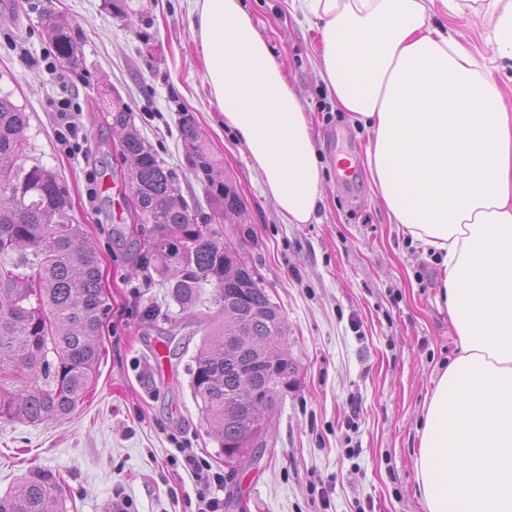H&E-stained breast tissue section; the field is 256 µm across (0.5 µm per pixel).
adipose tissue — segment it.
Segmentation results:
<instances>
[{
	"label": "adipose tissue",
	"instance_id": "1",
	"mask_svg": "<svg viewBox=\"0 0 512 512\" xmlns=\"http://www.w3.org/2000/svg\"><path fill=\"white\" fill-rule=\"evenodd\" d=\"M224 121L289 224L309 223L321 174L303 103L243 0H190ZM321 35L319 76L372 137L365 166L391 223L439 259L435 301L457 353L417 428L426 512H512V111L501 83L434 11L487 20L512 62V0H292Z\"/></svg>",
	"mask_w": 512,
	"mask_h": 512
}]
</instances>
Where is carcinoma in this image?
Masks as SVG:
<instances>
[{
	"label": "carcinoma",
	"mask_w": 512,
	"mask_h": 512,
	"mask_svg": "<svg viewBox=\"0 0 512 512\" xmlns=\"http://www.w3.org/2000/svg\"><path fill=\"white\" fill-rule=\"evenodd\" d=\"M57 63L74 68L77 37L54 12L42 10ZM133 113L112 101V128L123 132L121 157L139 230L132 242L139 271L167 276L168 287L192 307L206 285L223 322L210 329L194 357L192 391L222 452L251 447L254 390L276 406L290 387L296 364L288 351L285 320L253 267L224 245V225L247 224L249 214L233 181L223 176L189 116L180 134L195 177L204 185L212 215L190 206L174 170L137 132ZM27 115L0 95V421L36 423L62 417L82 402L95 382L106 315L98 252L82 225L69 218L66 185L39 163L27 164ZM0 512H67L64 490L51 472L30 468L0 495Z\"/></svg>",
	"instance_id": "carcinoma-1"
}]
</instances>
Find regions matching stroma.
I'll list each match as a JSON object with an SVG mask.
<instances>
[{
  "instance_id": "stroma-1",
  "label": "stroma",
  "mask_w": 512,
  "mask_h": 512,
  "mask_svg": "<svg viewBox=\"0 0 512 512\" xmlns=\"http://www.w3.org/2000/svg\"><path fill=\"white\" fill-rule=\"evenodd\" d=\"M245 4L310 121L323 200L308 224L284 222L244 143L225 125L204 81L190 0H131L128 15L103 0H0V92L29 116L31 156L65 181L72 219L97 248L109 307L104 358L85 400L61 418L0 422V495L36 465L63 477L68 512H112L121 499L131 512H196L195 487L170 458L184 445L214 470L224 468L190 374L209 323L221 320L213 289L183 308L161 278L149 283L136 274L132 256L112 240L113 225H130L128 191L115 175L120 134L108 113L117 96L175 169L184 197L202 204L179 125L183 114L194 117L247 206V258L286 321L298 371L269 413L259 465L235 477L239 512H425L415 496L416 426L456 352L448 315L435 302L440 269L390 223L366 171L352 189L339 188L324 133L344 128L360 163L370 134L334 110L317 78L316 26L294 15L290 0ZM47 5L81 35L75 69L49 55L41 22ZM445 22L466 33L479 63L498 67L512 108V66L495 64L485 21ZM63 99L78 104L88 134L72 156L57 137Z\"/></svg>"
}]
</instances>
